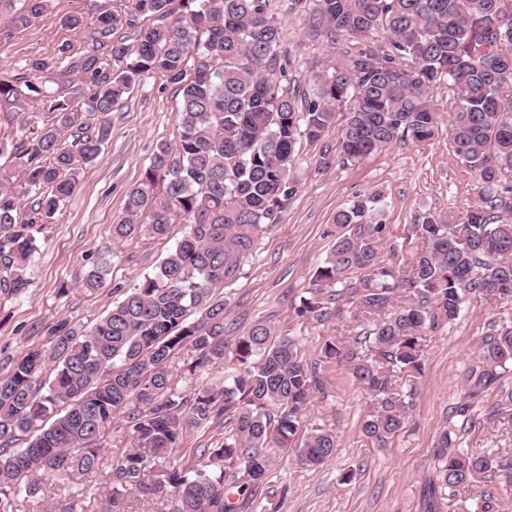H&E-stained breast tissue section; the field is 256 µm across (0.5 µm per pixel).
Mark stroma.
Wrapping results in <instances>:
<instances>
[{
    "label": "stroma",
    "mask_w": 512,
    "mask_h": 512,
    "mask_svg": "<svg viewBox=\"0 0 512 512\" xmlns=\"http://www.w3.org/2000/svg\"><path fill=\"white\" fill-rule=\"evenodd\" d=\"M128 0H53L50 16L35 20L9 40H0V76H24L30 60L57 58L62 42L85 48L87 29L100 13L123 11ZM83 17L86 27L71 31L66 17ZM285 47L290 79L308 87L313 69L333 60L324 45L305 34L301 14L284 15ZM180 97L162 78L146 80L112 113L110 135L100 157L83 166L77 189L53 222L40 227L38 249L27 269L28 286L18 298L0 302V378L29 351L46 346L49 331L69 318L91 326L118 301L119 288H132L150 274L187 227L172 225L168 238L145 232L116 240L112 226L121 216L128 191L142 182L155 146L178 137ZM318 147L302 144L296 173L297 194L277 224L260 237L256 251L243 265L240 278L216 286L224 301V322L236 332L265 320L278 332L296 336L308 363L318 366L323 384L306 409L307 426L336 433L337 446L321 465L302 460L296 447L278 451L260 484L249 512H473L481 494L493 496L499 512H512V484L488 476L474 484L469 502L432 493L429 479L443 428L476 451L512 456V424L498 413L504 394L512 393V368L490 387L469 396L464 381L483 341L512 322V309L496 303L469 301L460 317L441 324L427 339L424 371L415 379L416 396L405 429L386 445L367 441L361 424L374 403L343 362L321 363L325 338L342 337L352 329L350 311L327 323L297 316L317 267L336 239L334 217L358 194L380 191L387 202L389 240L407 245V229L418 214L447 211L461 216L476 201L475 176L454 155L448 127L425 143L400 142L362 160L318 169ZM106 260L102 286L84 288L82 281L99 260ZM195 352L183 346L171 362L175 391L193 397L201 388L223 385L231 362L193 371ZM224 440L218 425H188L174 454L177 463L193 464L201 451H214ZM125 419L113 421L103 436L104 470L85 475L87 494L75 503L77 512H103L108 463L136 447Z\"/></svg>",
    "instance_id": "1"
}]
</instances>
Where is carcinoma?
I'll return each instance as SVG.
<instances>
[{
    "instance_id": "cac0c4a2",
    "label": "carcinoma",
    "mask_w": 512,
    "mask_h": 512,
    "mask_svg": "<svg viewBox=\"0 0 512 512\" xmlns=\"http://www.w3.org/2000/svg\"><path fill=\"white\" fill-rule=\"evenodd\" d=\"M51 10L52 0H0V38ZM141 15L156 24L137 26ZM304 16L310 39L333 50L351 44L339 62L317 68L302 93L283 85L284 24L273 0H132L127 13L100 14L85 49L64 43L58 58L31 61L28 76L0 77V115L30 130L0 136V156L13 163L0 168V300L25 292L33 228L52 222L80 168L101 155L114 108L153 76L181 95L178 138L156 145L112 237L139 230L162 238L176 222L188 228L105 316L90 327L60 320L47 348L0 379V512H40L49 486L67 493L66 480L99 471L98 441L122 415L143 451L112 460L105 512H125L131 492L166 512H245L273 449L297 436L307 464L333 454L336 435L305 426L320 381L299 342L264 320L230 335L224 301L213 294L239 279L260 234L298 192L292 172L304 141L323 143L320 170L397 141L427 142L438 135L434 96L444 90L450 146L476 177L477 200L465 217L424 213L413 225L416 245L397 262L382 254L381 192L359 194L336 213L342 233L297 313L325 323L344 298L354 320L368 323L354 349L334 336L322 347L326 359H346L374 398L365 438L384 445L406 427L415 389L397 390V378L421 375L426 337L440 320L456 319L469 299L512 304V0H309ZM125 26L136 32L133 46L114 37ZM375 33L386 44L370 40ZM32 102L45 117L28 112ZM106 266L94 265L83 285L100 287ZM185 343L200 370L228 358L240 369L224 387L188 400L169 373ZM48 362L53 376L43 379ZM509 367L512 327L503 326L465 381L485 388ZM225 414L235 420L232 432L208 461L155 468L172 457L186 423L204 426ZM23 436L26 446L14 447ZM435 457L430 485L451 498L487 472L512 470V459L463 448L446 428Z\"/></svg>"
}]
</instances>
